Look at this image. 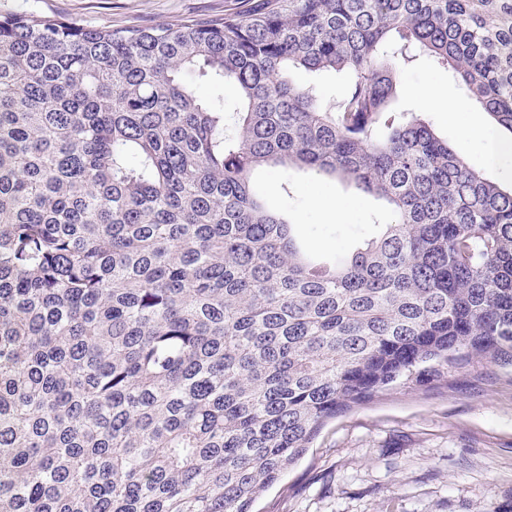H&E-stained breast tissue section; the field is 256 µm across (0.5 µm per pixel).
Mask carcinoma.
<instances>
[{
  "mask_svg": "<svg viewBox=\"0 0 512 512\" xmlns=\"http://www.w3.org/2000/svg\"><path fill=\"white\" fill-rule=\"evenodd\" d=\"M420 55L512 134V0L0 15V512H252L337 414L512 367V190L393 107ZM267 168L394 219L311 256ZM308 79L311 83L316 84L320 97L324 101L332 102L338 95L342 85L341 77L334 74L310 76Z\"/></svg>",
  "mask_w": 512,
  "mask_h": 512,
  "instance_id": "1",
  "label": "carcinoma"
}]
</instances>
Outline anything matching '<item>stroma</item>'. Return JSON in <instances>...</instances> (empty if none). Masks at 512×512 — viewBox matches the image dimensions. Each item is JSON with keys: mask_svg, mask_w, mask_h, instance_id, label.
<instances>
[{"mask_svg": "<svg viewBox=\"0 0 512 512\" xmlns=\"http://www.w3.org/2000/svg\"><path fill=\"white\" fill-rule=\"evenodd\" d=\"M258 0H0V14L33 10L80 25H167L183 19L244 14ZM438 87L470 118L488 122L451 71L420 60L400 74L397 109L425 112L451 148L502 189L512 167H494L482 147L426 109L416 93ZM291 179V193L281 184ZM269 202L291 211L307 245L349 247L365 225L393 220L379 201L331 178L261 171ZM254 512H512V370L468 363L442 385L398 388L331 420L283 480L263 491Z\"/></svg>", "mask_w": 512, "mask_h": 512, "instance_id": "stroma-1", "label": "stroma"}]
</instances>
